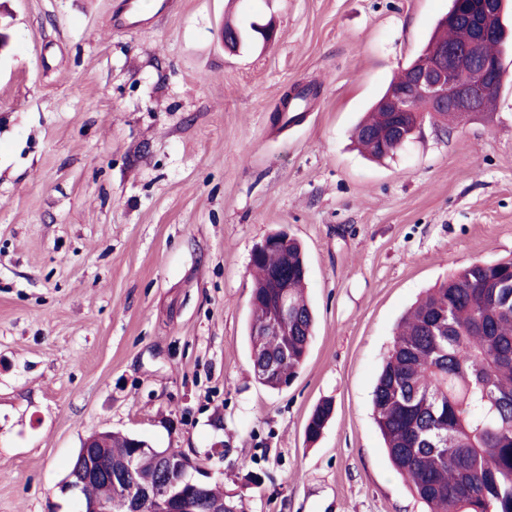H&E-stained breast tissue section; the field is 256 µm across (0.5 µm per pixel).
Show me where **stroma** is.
Segmentation results:
<instances>
[{
    "instance_id": "stroma-1",
    "label": "stroma",
    "mask_w": 512,
    "mask_h": 512,
    "mask_svg": "<svg viewBox=\"0 0 512 512\" xmlns=\"http://www.w3.org/2000/svg\"><path fill=\"white\" fill-rule=\"evenodd\" d=\"M170 2L129 30L120 0H0V512H79L59 484L102 429L182 449L237 512H424L372 391L428 289L512 259V52L493 112L374 162L352 131L450 0ZM229 16L274 40L228 51ZM307 84L312 110L274 130ZM276 230L316 314L279 391L245 341ZM331 412V404L328 402H322L315 407L305 428V434L308 440H316L321 435L330 418Z\"/></svg>"
}]
</instances>
